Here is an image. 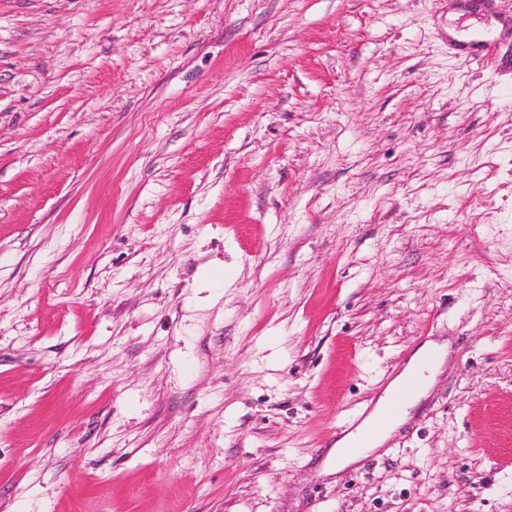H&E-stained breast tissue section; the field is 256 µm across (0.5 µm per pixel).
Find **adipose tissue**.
Returning <instances> with one entry per match:
<instances>
[{"mask_svg": "<svg viewBox=\"0 0 512 512\" xmlns=\"http://www.w3.org/2000/svg\"><path fill=\"white\" fill-rule=\"evenodd\" d=\"M446 353L445 344L431 342L414 354L403 370L389 382L373 410L354 430L337 441L334 449L337 465L359 461L387 443L392 433L409 419L412 410L427 396ZM414 379L420 382L418 390L406 392V385ZM395 398L400 401V414L382 427H375V420Z\"/></svg>", "mask_w": 512, "mask_h": 512, "instance_id": "ef3b65f1", "label": "adipose tissue"}]
</instances>
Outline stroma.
<instances>
[{"mask_svg": "<svg viewBox=\"0 0 512 512\" xmlns=\"http://www.w3.org/2000/svg\"><path fill=\"white\" fill-rule=\"evenodd\" d=\"M0 512H512V0H0ZM446 353V343L431 342L414 354L403 370L389 382L383 394L378 398L373 410L355 426L354 430L349 431L336 442L334 449L336 467L359 461L362 457L376 452L387 443L392 433L410 418L411 411L427 396L428 391L434 383L435 376L444 362ZM429 357L433 358L432 366L429 368H421V362ZM415 378L420 380V386L417 380L406 387L404 391L411 393L401 400L400 405L397 401H393L388 407L384 419H391L398 412L399 406L401 408L400 414L392 421L384 424L375 433L369 435L368 438L362 442L361 448L355 450L351 449L361 440L365 430L371 427L375 420L384 412L385 407L391 400L401 393L408 382ZM418 386L419 389L416 390Z\"/></svg>", "mask_w": 512, "mask_h": 512, "instance_id": "obj_1", "label": "stroma"}]
</instances>
